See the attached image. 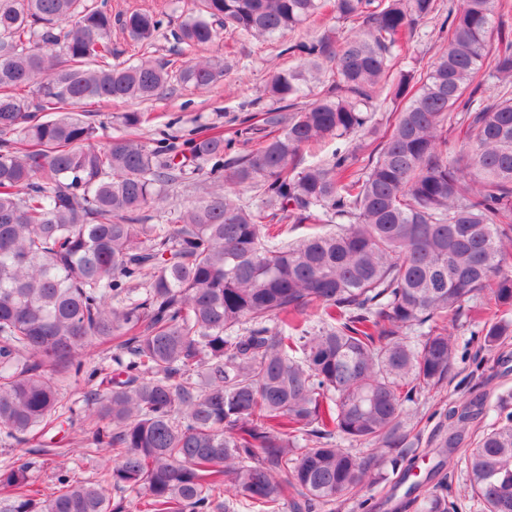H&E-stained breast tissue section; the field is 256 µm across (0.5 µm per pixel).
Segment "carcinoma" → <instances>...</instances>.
Returning <instances> with one entry per match:
<instances>
[{
	"instance_id": "obj_1",
	"label": "carcinoma",
	"mask_w": 512,
	"mask_h": 512,
	"mask_svg": "<svg viewBox=\"0 0 512 512\" xmlns=\"http://www.w3.org/2000/svg\"><path fill=\"white\" fill-rule=\"evenodd\" d=\"M496 4L460 0L422 72L401 43L438 0H333L336 25L288 46L299 63L273 72L272 106L233 135L144 142L143 113L126 112L102 143L86 101L206 87L224 65L112 61L109 0H0V441L37 444L72 420L84 374L88 446L106 454L94 479L60 468L45 499L33 463L5 465L0 512H122L110 489L138 512H283L290 492L312 512L387 480L420 435L407 404L453 370L458 318L489 351L512 337V24ZM325 8L195 0L171 35L187 48L267 39ZM349 21L358 32L343 37ZM121 25L150 46L163 19L134 11ZM311 82L323 93L297 106ZM451 112L464 147L448 139ZM325 140L331 156L307 160ZM202 173L208 187L174 223H140ZM288 217L338 229L279 241L269 225ZM90 343L112 363L87 366ZM478 403L448 412L444 447L485 415ZM459 462L481 512H512L511 391ZM458 508L437 491L421 501Z\"/></svg>"
}]
</instances>
